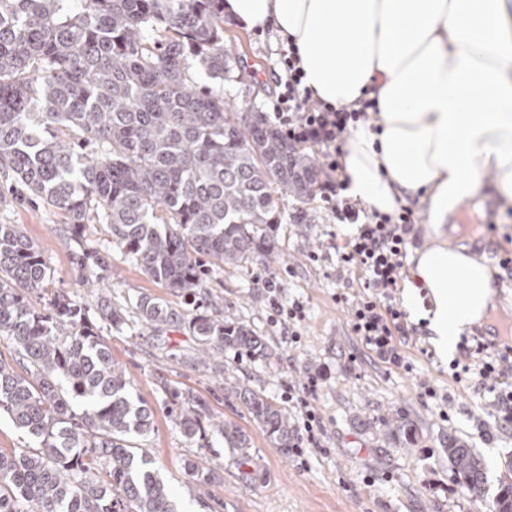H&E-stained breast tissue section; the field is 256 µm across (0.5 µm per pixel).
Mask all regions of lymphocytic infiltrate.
Returning a JSON list of instances; mask_svg holds the SVG:
<instances>
[{"mask_svg":"<svg viewBox=\"0 0 512 512\" xmlns=\"http://www.w3.org/2000/svg\"><path fill=\"white\" fill-rule=\"evenodd\" d=\"M280 64L283 72L276 77L263 118L289 142L316 154L321 200L336 223L357 227L356 233L335 251L338 270L356 275L360 288L352 293H336L334 299L346 309L353 336L374 360L390 369L411 372L405 348L419 330L396 303L395 292L406 274L409 249L419 245L414 212L405 205L389 213L366 210L346 196L347 185L342 178L352 129L361 122H377L379 110L373 101L363 98L336 108L315 97L313 90L303 84L295 46L282 51ZM262 283L271 325L290 343H299L305 302L287 296L277 278L266 277ZM458 349L460 358L449 363L452 379L478 385L493 394L499 421L512 425V344L475 336L462 338ZM325 378L321 371L308 374L303 383L288 386L282 394L299 414L291 446L295 454L324 450V421L315 402Z\"/></svg>","mask_w":512,"mask_h":512,"instance_id":"1","label":"lymphocytic infiltrate"}]
</instances>
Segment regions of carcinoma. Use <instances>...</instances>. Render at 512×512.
Masks as SVG:
<instances>
[{
	"mask_svg": "<svg viewBox=\"0 0 512 512\" xmlns=\"http://www.w3.org/2000/svg\"><path fill=\"white\" fill-rule=\"evenodd\" d=\"M224 79V0H0V169L66 218L79 272L97 280L101 258L82 243L96 217L152 278L195 310L189 329L198 364L221 369L230 349L266 358L264 337L203 311L212 266L246 263L274 250L268 229L279 202L303 203L316 172L308 156L267 125L238 112L224 94L188 82L189 61ZM36 245L0 224V412L36 447L0 452V512H175L154 460L135 446L153 415L133 398L97 327L79 303L47 292ZM135 309L159 328L177 311L141 296ZM171 420L199 448L219 432L250 463V438L209 417L191 390L159 377ZM279 448L287 418L262 392L224 380ZM81 409L75 410V404ZM455 477L479 490L484 465L471 449L448 448ZM193 480H219L217 465L190 464ZM497 512L512 503V475L500 478Z\"/></svg>",
	"mask_w": 512,
	"mask_h": 512,
	"instance_id": "obj_1",
	"label": "carcinoma"
}]
</instances>
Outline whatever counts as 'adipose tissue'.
<instances>
[{
  "mask_svg": "<svg viewBox=\"0 0 512 512\" xmlns=\"http://www.w3.org/2000/svg\"><path fill=\"white\" fill-rule=\"evenodd\" d=\"M244 30L272 27L299 50L305 85L327 103L375 100L382 125L353 130L347 193L392 211L418 199L433 229L473 199L492 173L512 200V0H224ZM407 287L427 288L434 343L452 355L487 317L488 267L436 246L420 253Z\"/></svg>",
  "mask_w": 512,
  "mask_h": 512,
  "instance_id": "adipose-tissue-1",
  "label": "adipose tissue"
}]
</instances>
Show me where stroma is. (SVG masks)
<instances>
[{
    "label": "stroma",
    "mask_w": 512,
    "mask_h": 512,
    "mask_svg": "<svg viewBox=\"0 0 512 512\" xmlns=\"http://www.w3.org/2000/svg\"><path fill=\"white\" fill-rule=\"evenodd\" d=\"M271 28L246 31L233 22L224 24V44L235 57L233 76L217 88L238 109L263 112L275 80L271 67L281 47ZM493 175L484 178V190L449 215L450 227L442 237L457 243L487 265L495 279L493 306L485 322L474 325L472 335H486L493 325L512 324V279L501 276L497 253L507 248L506 209L512 202L501 197ZM280 224L274 225V255L236 267H214L204 290L208 313L218 319L247 324L265 337L274 354L263 360L227 351L223 371L195 365L198 344L187 320L192 313L181 295L151 278L124 250L113 243L105 226L86 222L83 242L107 266L102 284L81 280L68 246L58 230L61 214L47 208L20 184L0 174V224H16L38 247L47 266L51 290L62 292L89 308L107 301L124 319L122 326L97 320L101 340L113 360L125 371L132 396L152 408L154 423L140 439L170 484L178 512H493L498 479L512 470V426L496 419L489 394L462 388L448 376V362L438 354L422 355L431 346L422 336L421 347H410L413 373L389 370L375 362L356 341L345 309L333 296L340 289H358L357 276L336 271L334 245L347 237L334 223L319 196L306 204L282 203ZM498 227L487 231L485 223ZM318 261H310V253ZM282 278L287 294L306 303V318L299 346H289L267 319L264 291L256 275ZM143 294L157 298L182 315L179 324L159 329L146 325L134 309ZM325 368L327 378L316 401L325 423L326 453L308 451L298 457L274 447L266 433L241 404L224 394V377L262 391L280 402L288 384ZM429 379L438 390L435 404L422 405L416 377ZM191 389L207 402L218 423L242 428L251 440L252 464L238 468L237 455L220 436L212 448L200 449L187 441L171 422L157 378ZM448 419H441L440 410ZM491 431L494 439L480 438ZM468 444L486 464L484 493L470 491L454 477L448 448ZM215 460L221 480L197 486L188 462Z\"/></svg>",
    "instance_id": "35a3bbf8"
}]
</instances>
